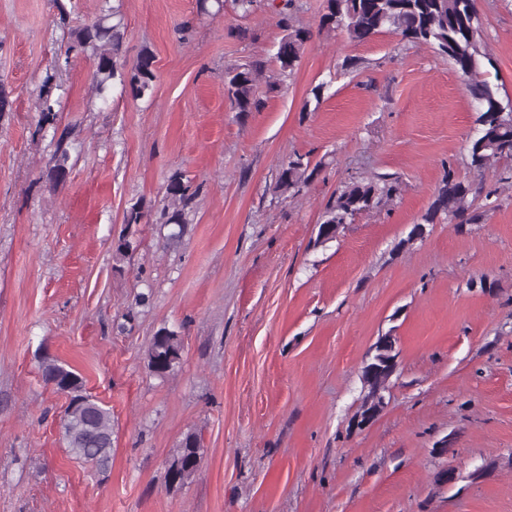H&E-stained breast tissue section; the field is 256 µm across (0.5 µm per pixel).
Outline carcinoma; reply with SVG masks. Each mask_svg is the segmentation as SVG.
Returning <instances> with one entry per match:
<instances>
[{"mask_svg":"<svg viewBox=\"0 0 512 512\" xmlns=\"http://www.w3.org/2000/svg\"><path fill=\"white\" fill-rule=\"evenodd\" d=\"M105 6L95 20L76 29L66 54L88 52L95 61L93 86L103 94L114 82L128 89L132 96L142 97L153 87L156 75L155 56L144 47L137 55L130 73H125L123 46L124 18L119 7ZM320 26L328 31L340 29L357 43L366 42L387 31L399 33L411 43L433 46L448 57L461 78L464 89L478 112L479 128L467 147L470 168L479 176L499 160H512V101L499 96L498 88L483 78L478 41L481 29L476 0H326ZM310 39L302 28L286 27L275 53L278 73L287 78L294 73ZM264 72V62L253 60L224 70V95L231 108L239 113L257 112L261 101L255 87ZM68 151L58 141L52 171L56 179L66 175ZM318 166L311 165L309 157L296 153L281 165L275 190L287 197L300 195L313 182ZM184 175L173 173L166 187L172 209L164 211L166 223H186L185 209L192 201ZM398 191V182L390 176H379L367 181L351 180L343 183L327 204L319 224L317 241L336 238L340 227L348 224L354 214L373 209L390 200ZM477 188L474 183L455 178L447 172L438 185L434 199L421 216V223L434 224L438 220L475 224L481 215L471 212ZM182 345L173 332L158 331L148 350V367H163L168 374L181 360ZM379 351H374L362 367V380L368 392L355 416H378L384 408L383 398L387 377L371 373L368 366L375 362ZM42 378L70 395V403L61 417L63 440L71 455L79 460L97 459L98 466L108 468L112 457V412L83 392L79 376L54 361L41 365ZM202 460L201 436L187 434L177 454L169 463L167 477L170 484L185 485Z\"/></svg>","mask_w":512,"mask_h":512,"instance_id":"cac0c4a2","label":"carcinoma"}]
</instances>
